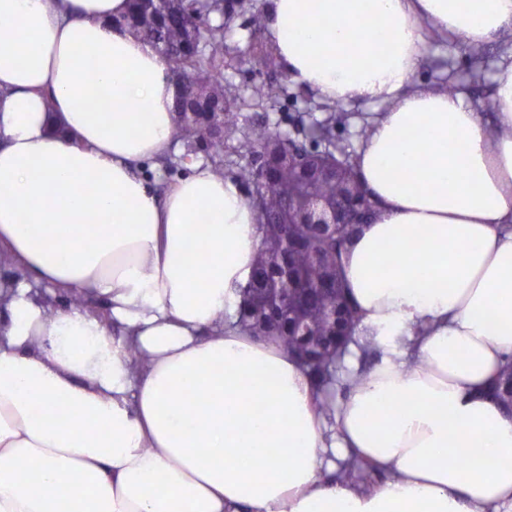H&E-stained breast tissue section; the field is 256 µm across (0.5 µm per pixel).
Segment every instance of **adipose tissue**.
Here are the masks:
<instances>
[{
    "label": "adipose tissue",
    "instance_id": "obj_1",
    "mask_svg": "<svg viewBox=\"0 0 512 512\" xmlns=\"http://www.w3.org/2000/svg\"><path fill=\"white\" fill-rule=\"evenodd\" d=\"M128 7L0 0V512H512V417L483 393L512 360V62L492 127L414 85L425 28L512 35V0H266L295 83L384 107L357 153L378 212L343 263L380 358L360 372L349 344L329 416L235 325L260 246L241 184L196 161L160 197L138 174L172 147L175 85L116 28ZM353 454L387 479L329 480Z\"/></svg>",
    "mask_w": 512,
    "mask_h": 512
}]
</instances>
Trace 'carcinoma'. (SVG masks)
<instances>
[{
	"label": "carcinoma",
	"instance_id": "carcinoma-1",
	"mask_svg": "<svg viewBox=\"0 0 512 512\" xmlns=\"http://www.w3.org/2000/svg\"><path fill=\"white\" fill-rule=\"evenodd\" d=\"M119 25L139 34L169 63L177 85V123L172 139L184 156L201 154L212 173L222 178L229 157L237 156L234 177L250 189L247 201L257 218L260 248L248 285L242 289L236 326L249 336L280 342L308 369L322 393L318 407L333 410L335 365L358 331L357 306L341 276L348 245L359 225L345 224L334 237H322L313 226L291 224L288 210L306 196L336 199L338 183L362 186L359 171L332 130L342 119V104L329 107L326 118L303 129V139L324 145L325 159L340 164L339 179L308 185L288 166V150L267 125L238 123L229 111L236 90L224 82V0H132ZM259 154L266 179L243 159ZM342 308L347 320L335 326L332 314ZM488 397L512 408V361L487 388ZM377 465L350 458L337 477L365 490L374 487Z\"/></svg>",
	"mask_w": 512,
	"mask_h": 512
}]
</instances>
